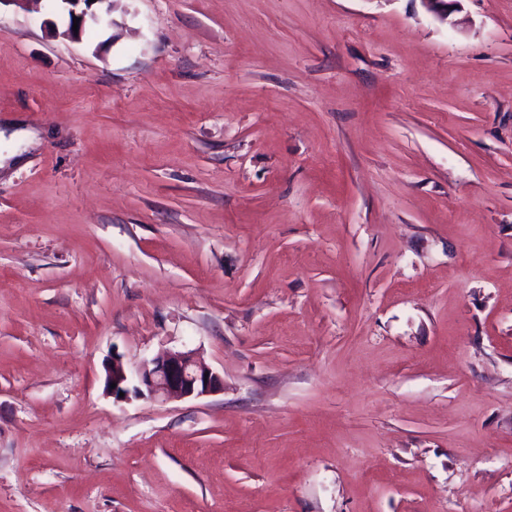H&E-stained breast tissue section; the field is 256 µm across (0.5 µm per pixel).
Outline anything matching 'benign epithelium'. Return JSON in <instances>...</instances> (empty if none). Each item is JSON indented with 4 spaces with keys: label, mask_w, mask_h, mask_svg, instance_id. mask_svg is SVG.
<instances>
[{
    "label": "benign epithelium",
    "mask_w": 512,
    "mask_h": 512,
    "mask_svg": "<svg viewBox=\"0 0 512 512\" xmlns=\"http://www.w3.org/2000/svg\"><path fill=\"white\" fill-rule=\"evenodd\" d=\"M61 3L67 12L68 21L64 29H59L56 23L49 21L47 25L53 33L70 40L81 36L86 23L98 26H113L115 20L111 17L114 5H109L103 12L93 10V5L101 0H52ZM79 19L78 31H73V19ZM116 387H111V384ZM106 386L111 388L112 396L119 394L168 400L196 398L224 389V379L209 367L196 360L190 351H174L159 355L147 362L140 363L134 368L126 367L122 359L112 358V364L107 368Z\"/></svg>",
    "instance_id": "benign-epithelium-1"
}]
</instances>
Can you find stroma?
Masks as SVG:
<instances>
[{"label": "stroma", "mask_w": 512, "mask_h": 512, "mask_svg": "<svg viewBox=\"0 0 512 512\" xmlns=\"http://www.w3.org/2000/svg\"><path fill=\"white\" fill-rule=\"evenodd\" d=\"M113 17L0 6V512H512V0ZM112 2L104 12H97L93 10L92 7L96 3L99 2ZM119 0H93V2H89V0H52L54 4L57 2H61L62 8L67 12L68 21L62 31L59 30V27L53 21H48L47 25L52 29L53 33L56 36H61L62 38L77 40L81 36L84 27L88 21H90L94 25L98 26H113L116 24L113 17H111V13L114 11L115 2ZM83 5L84 7H81ZM73 16H76V19H79L78 31H73ZM131 374L138 382L132 389L129 387ZM112 383H116L115 388H111ZM106 386L116 399L128 398L132 390L138 396L168 401L219 392L224 388V379L198 362L191 351H174L140 363L133 370L127 368L122 359L112 358L107 368ZM120 392L124 393L123 397H119Z\"/></svg>", "instance_id": "35a3bbf8"}]
</instances>
